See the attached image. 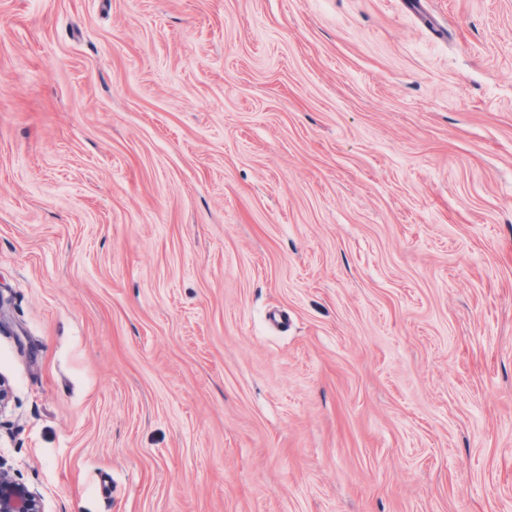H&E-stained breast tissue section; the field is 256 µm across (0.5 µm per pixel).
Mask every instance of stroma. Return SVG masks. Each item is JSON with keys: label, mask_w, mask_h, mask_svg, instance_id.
<instances>
[{"label": "stroma", "mask_w": 512, "mask_h": 512, "mask_svg": "<svg viewBox=\"0 0 512 512\" xmlns=\"http://www.w3.org/2000/svg\"><path fill=\"white\" fill-rule=\"evenodd\" d=\"M429 2L0 0L44 512H512V0Z\"/></svg>", "instance_id": "1"}]
</instances>
